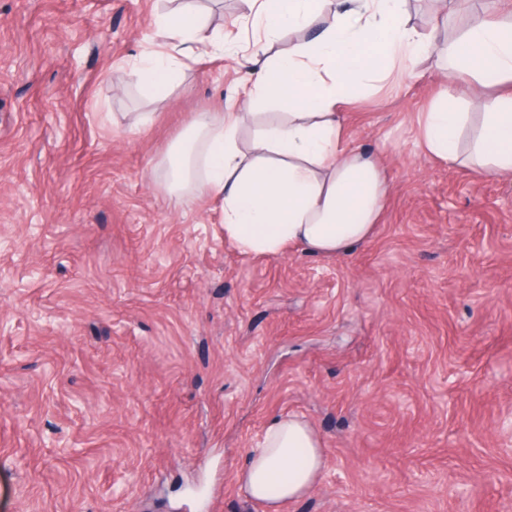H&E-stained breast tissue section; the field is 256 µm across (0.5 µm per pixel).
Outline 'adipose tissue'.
<instances>
[{
  "label": "adipose tissue",
  "instance_id": "adipose-tissue-1",
  "mask_svg": "<svg viewBox=\"0 0 512 512\" xmlns=\"http://www.w3.org/2000/svg\"><path fill=\"white\" fill-rule=\"evenodd\" d=\"M267 36L316 28V35L281 55L252 50L247 95L281 104L258 113L243 143L234 112L196 118L165 152V187L220 202L224 237L247 255H274L297 246L315 257H340L368 242L380 221L388 184L379 161L343 135L338 107L368 82L414 66L431 53L449 74H469L486 96L462 111L443 89L425 113L427 151L478 174L512 173V13L469 24L447 44L438 30L421 34L404 19L405 0H246ZM160 50L135 58L131 74L146 94L164 93L183 74L180 52L230 49L236 34L212 30L191 5L153 19ZM303 459H296V450ZM324 450L310 424L281 415L266 426L236 478L247 498L267 512L301 497L317 480Z\"/></svg>",
  "mask_w": 512,
  "mask_h": 512
}]
</instances>
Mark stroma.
Returning <instances> with one entry per match:
<instances>
[{
  "mask_svg": "<svg viewBox=\"0 0 512 512\" xmlns=\"http://www.w3.org/2000/svg\"><path fill=\"white\" fill-rule=\"evenodd\" d=\"M167 7L0 0V512H264L236 471L288 414L325 461L283 512H512V174L435 159L419 125L474 84L432 55L342 104L387 177L372 239L245 256L159 161L261 106L232 55L141 91ZM206 8L253 42L245 0Z\"/></svg>",
  "mask_w": 512,
  "mask_h": 512,
  "instance_id": "1",
  "label": "stroma"
}]
</instances>
